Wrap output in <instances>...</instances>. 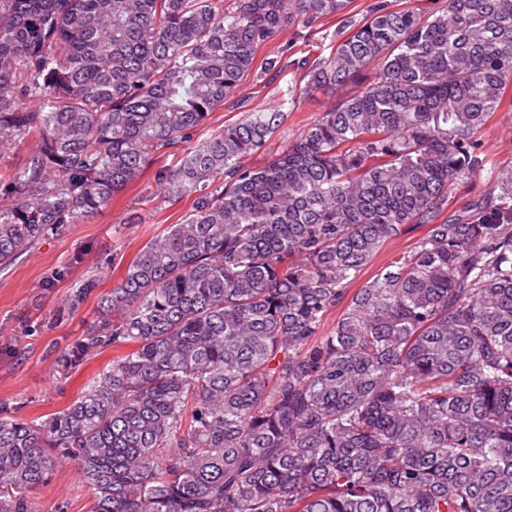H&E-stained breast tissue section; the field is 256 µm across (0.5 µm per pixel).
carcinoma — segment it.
Returning a JSON list of instances; mask_svg holds the SVG:
<instances>
[{"label":"carcinoma","instance_id":"obj_1","mask_svg":"<svg viewBox=\"0 0 512 512\" xmlns=\"http://www.w3.org/2000/svg\"><path fill=\"white\" fill-rule=\"evenodd\" d=\"M440 2L357 21L352 0H0V155L38 138L0 180V268L242 111L156 173L191 210L59 357L111 364L45 420L0 414V512H35L59 464L91 512H512V166L483 146L512 0ZM321 17L329 56L245 109L244 77L284 69L259 47ZM318 90L332 104L248 164ZM477 177L489 192L463 193ZM421 230H411L396 239L388 241L382 251L363 270L359 280L353 285V289L360 288L364 283L371 281L378 270L384 265L387 257L393 252L406 249L421 235Z\"/></svg>","mask_w":512,"mask_h":512}]
</instances>
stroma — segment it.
I'll use <instances>...</instances> for the list:
<instances>
[{
  "mask_svg": "<svg viewBox=\"0 0 512 512\" xmlns=\"http://www.w3.org/2000/svg\"><path fill=\"white\" fill-rule=\"evenodd\" d=\"M336 21L321 19L299 36L287 31L280 44L259 48L258 58L287 45L293 59L329 55ZM301 80L286 69L274 83L248 75L240 86L253 107L273 105L279 92ZM175 155L158 158L153 170L128 187L83 224L66 225L38 243L12 265L0 269V410L18 419L47 417L69 406L86 381L112 360L105 348L81 367L64 371L57 364L62 350L82 339L95 320L100 298L117 284L140 247L168 225L179 223L191 199L169 204L155 196L157 170L174 164ZM98 286L75 309H65L70 293L84 279ZM36 512H88L92 489L71 465L55 467L48 481L33 491Z\"/></svg>",
  "mask_w": 512,
  "mask_h": 512,
  "instance_id": "stroma-1",
  "label": "stroma"
}]
</instances>
